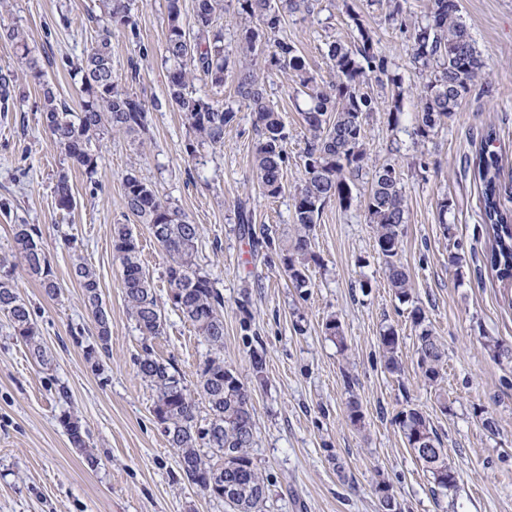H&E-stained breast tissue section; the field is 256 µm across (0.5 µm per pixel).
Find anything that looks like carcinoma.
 <instances>
[{
    "mask_svg": "<svg viewBox=\"0 0 512 512\" xmlns=\"http://www.w3.org/2000/svg\"><path fill=\"white\" fill-rule=\"evenodd\" d=\"M165 61L167 100L181 112L196 144L221 146L224 131L237 120L233 103H219L194 89L202 74L211 86H224L228 70L237 71L236 94L252 114L257 135L253 173L261 193L276 198L285 191L281 171L287 161L288 134L280 113L267 98L265 81L275 72H285L295 81L296 93L305 99L301 110L305 128L304 177L294 189V236L278 247L283 273L294 288L312 286L309 264L320 258L311 250L310 232L325 207L334 200L347 208L353 200L352 186L371 169V189L364 200L368 223L372 224L378 258L384 264L388 285L401 301L410 299V275L398 255L407 224V204L401 178L388 164L371 163L365 147L367 119L376 111L377 101L363 91L371 81L387 83L393 90V121L401 113L402 77L391 70L386 55L379 50L374 33L365 26L353 6L345 5L354 24L352 41H332L326 58L331 79L317 80L288 39L282 36L285 18L313 12L312 0H237L241 22L237 46L231 52L224 46V32L215 27V18L224 10V0H196L193 18L184 23L178 0H168ZM387 19L406 23V0H387ZM103 34L86 55L72 65L80 78L81 101L78 111L58 98L44 81L39 59L29 47L23 29L0 26V39L11 42L20 63L34 82L41 86L40 112L43 124L61 153L87 179L98 173L99 153L92 140L107 134L142 136L148 132L146 103L123 86V79L112 68L111 31L134 28L127 0H104ZM411 62L420 78L418 110L413 129L414 143L431 140L457 111L472 89L483 85L486 63L470 28L458 14L456 0H431L429 11L411 28ZM496 133L485 132L473 158L474 176L482 187V221L492 230L487 262L497 278L512 283V210L502 198L512 195V185L502 179V157L491 149ZM54 197L56 206L70 210L74 198L68 173L58 174ZM124 206L140 224L148 225L153 237L169 257L165 274L169 292L175 295L172 308L189 321L204 342L213 349L224 347V296L217 279L200 269L194 260L200 227L164 202L154 189L130 172L124 179ZM241 236L262 239L274 248L269 229L255 228L247 203L237 205ZM12 239L22 264L35 277L44 293L58 295L51 261L42 245V232L34 224L12 225ZM112 244L122 267V288L131 317L142 335L143 355L137 373L153 392V414L170 447L178 452L183 477L202 493L221 499L235 512H262L267 486L249 454L256 443L255 408L251 390L236 372L218 358H208L201 370L196 391L185 384L184 376L171 360L154 354L149 340L162 335L164 317L150 276L141 262L137 237L129 224H115ZM75 278L82 289L83 302L91 313L96 340L87 346L86 357L109 353L111 339L109 313L96 274L76 266ZM0 314L43 365L49 358L40 332L27 303L14 282V266L0 262ZM410 320L417 332V366L425 380L435 383L444 366L445 350L426 324L423 308L415 306ZM385 366L389 373H401L398 355L399 334L389 327L380 334ZM208 407L201 420L198 404ZM70 444L90 468L98 465L89 450L88 431L70 413L60 417ZM408 447L431 474L435 494L446 497L457 488V471L423 411L407 406L396 418ZM222 472V489H210V481ZM380 512H395L396 504L385 483L375 488Z\"/></svg>",
    "mask_w": 512,
    "mask_h": 512,
    "instance_id": "1",
    "label": "carcinoma"
}]
</instances>
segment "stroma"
Wrapping results in <instances>:
<instances>
[{"mask_svg": "<svg viewBox=\"0 0 512 512\" xmlns=\"http://www.w3.org/2000/svg\"><path fill=\"white\" fill-rule=\"evenodd\" d=\"M351 2L404 77L397 102L390 86L367 85L378 109L367 120L366 148L402 176L408 223L400 259L413 284L410 304L389 288L365 218L370 175L356 181L350 208L328 203L315 224L311 244L323 264L310 267L306 291L292 288L274 252L252 249L241 238V200L249 202L255 226L268 227L272 237L283 241L294 233L289 192L304 175V128L288 74L266 81L288 131L287 192L273 199L252 184L257 135L249 109L225 130L222 146L205 145L196 158L187 156L191 135L167 101V0H130L136 27L113 30L112 60L128 91L146 102L149 133L94 142L102 161L91 183L53 143L42 123L40 86L19 66L14 46L0 41V79L12 95L8 111H0V260L16 261L12 225H39L61 287L52 300L24 269L15 273L49 365L37 362L0 315V512H230L183 478L177 452L153 416L152 391L137 374L141 335L112 246L113 225L134 224L123 202V179L132 170L202 227L196 261L224 296L220 356L253 394L257 437L250 454L267 479L264 512H379L374 488L380 482L399 512H512V362L494 359L483 347L489 337L512 346V286L486 262L489 230L472 164L481 135L492 127L504 173L512 175V0H458L488 65L491 91H472L448 124L418 146L411 137L419 78L410 64L409 30L387 20L385 0ZM102 14L101 0H7L0 23L24 29L47 80L75 108L80 85L68 63L100 37ZM353 34L342 0H316L313 13L287 17L283 26L320 79L329 76V43ZM133 67L138 77L131 81ZM395 103L402 114L394 131L388 117ZM63 170L75 199L68 211L57 208L53 193ZM445 196L454 206L443 218L438 202ZM134 226L166 318L154 351L196 385L209 348L168 299L165 253L147 225ZM452 254L461 255L462 268L449 265ZM77 263L96 273L111 320L110 352L94 362L85 356L95 328L73 277ZM415 304L447 352L436 387L417 367L409 320ZM332 316L342 325L345 348L324 334ZM389 326L400 337L398 375L386 370L379 342ZM255 352L265 358L259 376L251 365ZM440 390L448 394L444 412ZM352 399L363 413L360 429L348 418ZM408 405L426 413L458 472L452 497L435 499L430 473L404 443L395 419ZM66 410L88 430L97 469H88L70 446L60 422ZM487 418L495 431L484 428Z\"/></svg>", "mask_w": 512, "mask_h": 512, "instance_id": "35a3bbf8", "label": "stroma"}]
</instances>
